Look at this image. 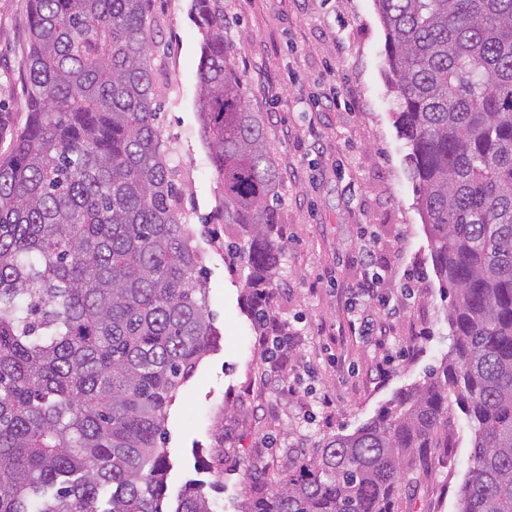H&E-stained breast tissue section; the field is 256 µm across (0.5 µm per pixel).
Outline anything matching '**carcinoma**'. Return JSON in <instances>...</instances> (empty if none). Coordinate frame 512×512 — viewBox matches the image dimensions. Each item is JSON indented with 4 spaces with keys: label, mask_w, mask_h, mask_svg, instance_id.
<instances>
[{
    "label": "carcinoma",
    "mask_w": 512,
    "mask_h": 512,
    "mask_svg": "<svg viewBox=\"0 0 512 512\" xmlns=\"http://www.w3.org/2000/svg\"><path fill=\"white\" fill-rule=\"evenodd\" d=\"M148 0H28V120L0 161V512H164L168 410L220 343L162 139ZM448 360L370 421L252 481L246 512H398L405 471L457 409L474 466L458 512H512V0H374ZM204 30L199 114L224 245L257 322L282 244L279 175L224 42ZM175 512H212L187 484Z\"/></svg>",
    "instance_id": "cac0c4a2"
}]
</instances>
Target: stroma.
<instances>
[{"label": "stroma", "instance_id": "stroma-1", "mask_svg": "<svg viewBox=\"0 0 512 512\" xmlns=\"http://www.w3.org/2000/svg\"><path fill=\"white\" fill-rule=\"evenodd\" d=\"M161 30L155 63L162 91V138L181 173L189 228L203 257L209 309L221 334L180 389L166 423L165 512L187 480L203 481L213 512H244L250 476L285 473L309 450L368 422L402 389L428 379L448 356L450 298L437 278L417 205L407 147L394 124L385 33L374 0H224V40L261 114L279 173L282 251L270 313L295 337L280 384L252 316L245 274L224 242L222 186L198 117L196 72L202 42L192 0H153ZM27 0H0V159L28 113ZM380 243V272L401 313L390 345L349 329L354 256ZM387 365L379 377L376 368ZM330 394L333 406L320 402ZM473 431L448 421V445L409 473L401 512H457L473 466ZM226 449L222 470L210 467Z\"/></svg>", "mask_w": 512, "mask_h": 512}]
</instances>
